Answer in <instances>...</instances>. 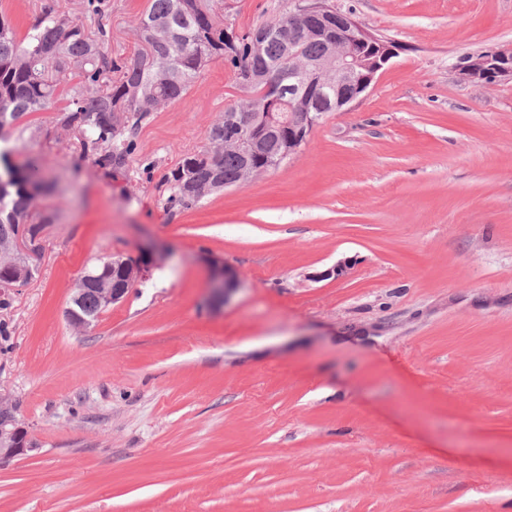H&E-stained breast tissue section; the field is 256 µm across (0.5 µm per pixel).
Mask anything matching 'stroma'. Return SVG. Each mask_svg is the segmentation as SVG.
I'll return each mask as SVG.
<instances>
[{
    "instance_id": "stroma-1",
    "label": "stroma",
    "mask_w": 512,
    "mask_h": 512,
    "mask_svg": "<svg viewBox=\"0 0 512 512\" xmlns=\"http://www.w3.org/2000/svg\"><path fill=\"white\" fill-rule=\"evenodd\" d=\"M150 0H111L130 56ZM307 0H224L236 32ZM396 55L278 168L187 209L167 175L243 97L215 60L150 113L126 172L78 163L54 112L8 131L39 198V271L0 307V397L34 449L0 512H512V0H329ZM158 259L87 331L71 287ZM241 284L211 305L207 257ZM339 266V277L325 270ZM463 71L469 77L485 83H492L501 77H512V46L486 52L484 57L466 64Z\"/></svg>"
}]
</instances>
